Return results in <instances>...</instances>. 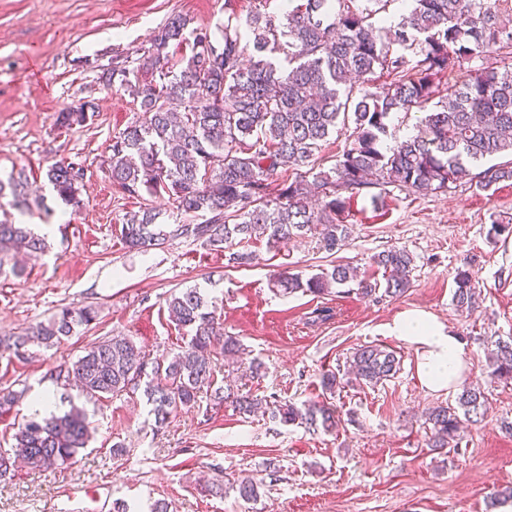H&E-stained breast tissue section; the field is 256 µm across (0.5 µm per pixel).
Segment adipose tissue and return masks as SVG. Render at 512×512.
Listing matches in <instances>:
<instances>
[{
	"instance_id": "1",
	"label": "adipose tissue",
	"mask_w": 512,
	"mask_h": 512,
	"mask_svg": "<svg viewBox=\"0 0 512 512\" xmlns=\"http://www.w3.org/2000/svg\"><path fill=\"white\" fill-rule=\"evenodd\" d=\"M390 332L415 348L416 371L428 390L447 393L463 382V346L435 317L424 311L405 312L398 316Z\"/></svg>"
}]
</instances>
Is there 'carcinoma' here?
Returning a JSON list of instances; mask_svg holds the SVG:
<instances>
[{
    "label": "carcinoma",
    "instance_id": "carcinoma-1",
    "mask_svg": "<svg viewBox=\"0 0 512 512\" xmlns=\"http://www.w3.org/2000/svg\"><path fill=\"white\" fill-rule=\"evenodd\" d=\"M395 2L287 0L280 15L257 8L242 23L227 19L216 44L209 32L174 15L155 32L142 64L100 68L103 88L127 91L148 114L112 137L104 160L109 178L130 197L165 200L163 208L145 204L123 215V243L147 252L192 236L225 245L228 262L245 266L256 254L233 247L263 240L274 246L309 234L333 254L350 236L344 220L350 195L369 186L426 194L463 182L490 192L512 181V160L472 173L488 156L512 155V0H409L393 26L389 7ZM184 46L190 54H178ZM143 68L151 72L146 83L139 79ZM457 71L467 79L444 82ZM96 108L87 100L60 113L59 123L83 125ZM410 112L422 113L415 132L388 142L393 118ZM340 125L347 133L342 153L330 169L315 170L317 153ZM45 176L62 202L83 205L80 165L56 161ZM6 194L22 214L42 206L22 169L0 177V198ZM175 214L182 221L164 231V218ZM46 249L28 225L0 221V270L19 254ZM373 264L383 279L361 278L338 264L306 280L283 271L272 285L317 298L352 282L364 297L408 290L414 258L407 250H384ZM454 283L456 308L474 310L479 293L472 274L460 270ZM166 305L188 338L178 352L150 361L130 338L113 336L90 346L67 375L92 398L144 387L158 427L194 406L205 387L215 407L230 404L243 415L260 411L284 425L336 429L331 404L272 402L217 382L218 358L232 368L243 348L224 334L200 289L172 293ZM95 318L91 307H64L23 335L0 336V356L51 346ZM350 367L358 383L376 386L397 373L399 359L369 345L353 354ZM490 368V378L512 380V344H496ZM486 400L481 387L467 386L456 404L429 409L428 447H456L462 418ZM90 438V422L79 409L36 413L18 425L13 455L0 453V476L18 461L38 471L66 465Z\"/></svg>",
    "mask_w": 512,
    "mask_h": 512
}]
</instances>
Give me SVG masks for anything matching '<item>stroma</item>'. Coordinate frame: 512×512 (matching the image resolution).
<instances>
[{
  "instance_id": "stroma-1",
  "label": "stroma",
  "mask_w": 512,
  "mask_h": 512,
  "mask_svg": "<svg viewBox=\"0 0 512 512\" xmlns=\"http://www.w3.org/2000/svg\"><path fill=\"white\" fill-rule=\"evenodd\" d=\"M225 0H0V173L25 169L45 195L43 209L26 223L44 230L49 252L27 261L23 277L0 273V336L24 332L63 307L91 306L96 319L50 348L24 357H0V392L24 391L15 410L0 417V450L11 448L16 427L46 398L48 411L83 408L93 440L73 464L47 471L18 467L0 478V512H84L85 485L128 512H487L495 489L512 485V381L489 377L496 341L512 340V235L496 237L493 221L512 222V182L492 192L460 186L418 195L373 186L349 209L352 234L336 254L302 238L267 248L256 261L229 266L223 249L191 238L141 254L120 239L121 218L140 202L112 184L102 165L115 133L143 120L131 96L99 85L97 68L113 58L143 56L167 18L179 13L197 29L224 23ZM92 100L98 109L83 126L62 127L66 107ZM73 161L84 170L82 209L45 187L47 165ZM414 257L411 286L400 297L369 298L350 291L324 299L282 295L269 280L281 270L310 277L344 264L371 268L391 247ZM475 278L479 306L471 315L452 303L454 276ZM199 288L217 306L227 334L264 372L244 378L243 389L296 404L328 402L341 422L335 432L286 426L268 416H240L209 408L199 398L156 427L143 392L90 398L58 379L85 348L111 336L129 337L155 359L177 351L182 333L168 319L166 297ZM331 320L311 322L316 306ZM433 315L458 336L465 380L481 385L485 413L471 417L457 448L433 450L425 442L428 409L455 394L430 392L416 372V351L392 335L405 311ZM381 345L401 358L395 378L376 387L322 385L325 373H343L352 353ZM251 479L259 497L243 500L235 486Z\"/></svg>"
}]
</instances>
